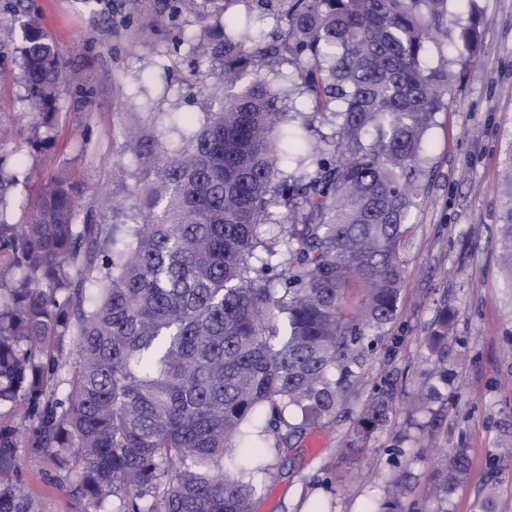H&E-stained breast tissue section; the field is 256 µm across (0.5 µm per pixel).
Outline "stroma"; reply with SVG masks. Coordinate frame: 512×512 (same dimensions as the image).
<instances>
[{"instance_id": "obj_1", "label": "stroma", "mask_w": 512, "mask_h": 512, "mask_svg": "<svg viewBox=\"0 0 512 512\" xmlns=\"http://www.w3.org/2000/svg\"><path fill=\"white\" fill-rule=\"evenodd\" d=\"M72 75L50 116L29 112L19 79L22 17L0 0V167L18 184L0 200L9 223H25L43 187L67 172L78 187L79 221L100 224L99 199L125 201L135 176L113 169L136 113L157 115L162 141L176 143L182 113L203 121L210 100L190 89V70L210 71L203 52L175 50L173 36L204 44L203 24L184 13L159 16V0H28ZM480 17L470 64L458 33ZM447 36L427 48L430 66L456 79L448 108L427 137L435 171L401 251V298L383 341L367 350L336 418L298 439L286 474L267 484L255 512H369L389 478L407 474L404 512H512V290L500 264L498 217L505 162L512 156V0H464ZM448 313V383L430 411L413 400L431 370L426 348L439 311ZM397 383L396 408L357 457L345 443L365 401L384 378ZM466 449L470 478L444 491L446 453ZM73 474L27 450L0 469V485H23L35 512H86Z\"/></svg>"}]
</instances>
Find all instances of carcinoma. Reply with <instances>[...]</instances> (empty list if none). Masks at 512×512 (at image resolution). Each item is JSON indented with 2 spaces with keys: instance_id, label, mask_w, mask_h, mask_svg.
<instances>
[{
  "instance_id": "cac0c4a2",
  "label": "carcinoma",
  "mask_w": 512,
  "mask_h": 512,
  "mask_svg": "<svg viewBox=\"0 0 512 512\" xmlns=\"http://www.w3.org/2000/svg\"><path fill=\"white\" fill-rule=\"evenodd\" d=\"M169 18L208 12L212 75L222 90L179 147L163 148L154 116L125 132L146 176L129 192L130 224H77V192L60 172L27 223L10 232L0 209V406L24 400L29 421L0 429V467L29 448L75 472L93 512H254L260 474L279 466L246 446L294 440L336 414L364 342L394 319L401 248L433 176L426 136L447 108L452 74L424 64L448 33L453 0H245L272 16L260 43L227 15L233 0H161ZM21 75L42 114L56 99L58 48L25 0ZM283 64L300 79L308 111H286L267 79ZM300 122L314 143L284 142ZM332 133L324 135L321 127ZM500 215L502 263L512 281V155ZM99 268L92 287L79 268ZM448 312L428 339L437 383L448 382ZM76 355L69 375L62 360ZM385 379L347 442L357 452L388 421ZM458 448L439 474L445 491L469 476ZM401 476L372 512H400ZM0 512H35L17 486Z\"/></svg>"
}]
</instances>
